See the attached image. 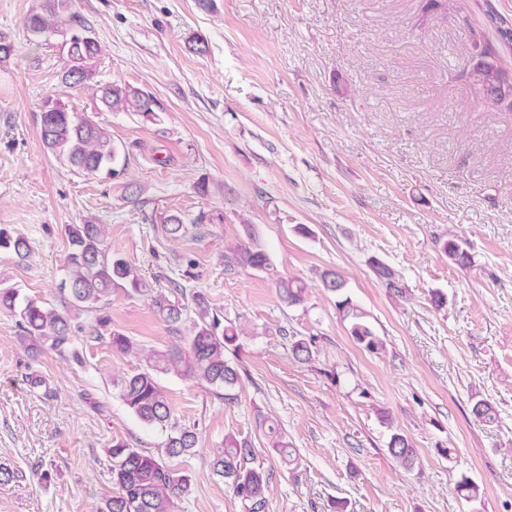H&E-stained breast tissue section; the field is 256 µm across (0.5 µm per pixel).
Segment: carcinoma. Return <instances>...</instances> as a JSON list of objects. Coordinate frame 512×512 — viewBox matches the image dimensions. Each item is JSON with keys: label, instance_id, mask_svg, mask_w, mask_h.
<instances>
[{"label": "carcinoma", "instance_id": "carcinoma-1", "mask_svg": "<svg viewBox=\"0 0 512 512\" xmlns=\"http://www.w3.org/2000/svg\"><path fill=\"white\" fill-rule=\"evenodd\" d=\"M70 0H44L41 11L31 12L24 20V27L34 35L49 31L58 24L59 14L68 10ZM487 20L496 32L499 43L512 49V18L507 19L486 3ZM69 66L66 77L75 84L92 78L90 66L99 53L98 43L83 32H69L65 41ZM479 92L490 106L498 105L501 88L493 82L478 84ZM98 101L112 112H153L151 96L131 84L112 82L95 88ZM41 137L45 146L61 162L85 173H95L103 168L114 174L112 168L118 151L109 132L88 117L68 111L58 101L47 100L41 112ZM165 230L173 238L185 236L188 227L180 216L164 218ZM69 249L63 270L67 286L62 309L46 307L29 299L17 307L18 292L15 288H0V309L19 312L22 334L20 340L33 353L47 346L62 354L71 350L73 341L72 312L91 309L112 295V287L128 284L135 292L149 294L150 285L125 259L109 253L104 245V226L88 220L71 224L66 229ZM10 249L23 259L31 252L24 236H11L0 229V249ZM443 251L455 264L469 266L470 256L458 243L449 240ZM229 267L263 269L268 266L267 254L256 246L239 245L224 254ZM372 268L377 278L389 288L398 289V279L386 264L376 261ZM323 287L336 293V307L342 319L349 324L353 340L369 352L384 349V342L366 321V314L351 300L343 296L344 281L332 269L320 275ZM276 293L282 303L295 306L303 303L306 286L297 279L281 277L275 282ZM198 319L187 322L186 306L160 293L154 296L158 313L168 324L177 341L163 351L147 357V368L122 378L118 383L119 395L135 416L148 426L166 427L171 418V408L159 383L157 374L176 375L204 382L216 388L233 389L240 381V373L225 358V352L239 346L245 329L234 322H225L219 314L209 312L203 294L193 293ZM313 339L300 338L293 342L295 358L302 362L312 359ZM260 425L267 428L269 450L288 465L293 462V448L286 441L278 425L264 417ZM198 445L195 430L175 428L165 443L169 458L190 456ZM388 453L403 468L411 469L417 460V451L407 436L395 432L388 442ZM112 494L105 496L98 512H175L178 501L189 496L192 483L189 475L171 468L165 460L118 441L109 449ZM213 472L224 478L234 497L247 508V512H269L270 473L256 463L255 448L246 439L233 435L224 437V447L213 452Z\"/></svg>", "mask_w": 512, "mask_h": 512}]
</instances>
